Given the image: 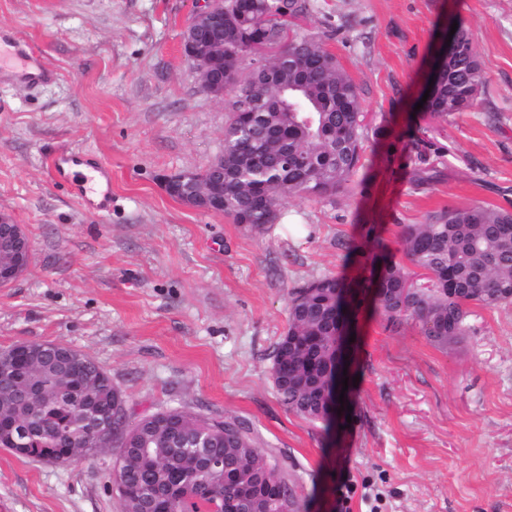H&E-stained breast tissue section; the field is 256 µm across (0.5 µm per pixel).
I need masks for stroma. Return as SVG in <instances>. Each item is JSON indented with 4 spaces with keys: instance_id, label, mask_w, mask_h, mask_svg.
<instances>
[{
    "instance_id": "35a3bbf8",
    "label": "stroma",
    "mask_w": 512,
    "mask_h": 512,
    "mask_svg": "<svg viewBox=\"0 0 512 512\" xmlns=\"http://www.w3.org/2000/svg\"><path fill=\"white\" fill-rule=\"evenodd\" d=\"M304 27L338 26L327 49L361 91V165L346 190L288 198L257 230L171 198L159 177L224 151L228 98L203 91L181 49L195 0H0V31L56 72L0 78V217L32 256L0 287V351L63 343L110 374L132 417L185 405L250 427L309 512H512V302L470 306L447 348L409 320H359L347 403L324 430L272 380L288 294L353 274L348 248L373 225L445 206L512 210V0H312ZM467 30L486 83L434 122L417 110L451 25ZM80 150L112 170V210L74 197L48 166ZM434 177L420 183L422 169ZM101 452L69 466L0 448V512H121Z\"/></svg>"
}]
</instances>
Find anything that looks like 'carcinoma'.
<instances>
[{"mask_svg":"<svg viewBox=\"0 0 512 512\" xmlns=\"http://www.w3.org/2000/svg\"><path fill=\"white\" fill-rule=\"evenodd\" d=\"M224 29L202 28L200 40L223 45L217 62L247 59L263 46L285 43L284 60L240 72L232 87L224 128L225 216L258 228L274 223L277 207L293 196L323 198L347 187L362 150L360 93L325 47L322 33L297 23L310 0H222ZM423 110L446 119L469 107L485 84V72L465 29L432 74ZM406 262L395 260L390 242L368 228L349 254L369 251L354 278L326 276L288 293V330L275 350L274 387L292 413L331 428V395L341 394L343 375L333 357L345 326L369 304L389 324L411 319L433 345L446 348L466 331L471 304L495 307L512 300V211L476 205L446 208L424 224L400 232ZM423 271L430 286L411 290L408 266ZM40 391L25 400L28 373L0 365V414L11 412L35 426L21 457L55 459L67 466L82 450L76 409L91 415L110 401L125 403L112 377L93 358L90 383L58 367L54 342L43 343ZM110 473L122 512H269L277 468L235 419L206 417L185 407L129 422L116 436ZM224 460V473L201 468V455Z\"/></svg>","mask_w":512,"mask_h":512,"instance_id":"1","label":"carcinoma"}]
</instances>
